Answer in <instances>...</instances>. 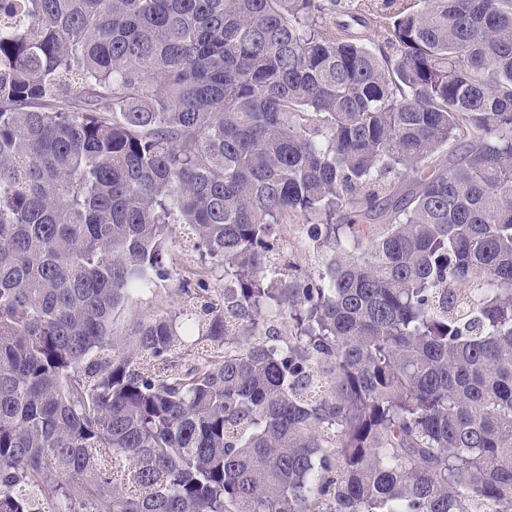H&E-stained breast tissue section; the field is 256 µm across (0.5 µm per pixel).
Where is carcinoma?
I'll use <instances>...</instances> for the list:
<instances>
[{"instance_id": "cac0c4a2", "label": "carcinoma", "mask_w": 512, "mask_h": 512, "mask_svg": "<svg viewBox=\"0 0 512 512\" xmlns=\"http://www.w3.org/2000/svg\"><path fill=\"white\" fill-rule=\"evenodd\" d=\"M339 6L0 0V512H512V0ZM341 11H331L324 16L323 22L331 31H336V22L345 21L351 24L352 30L359 32L365 39L376 44L385 45L386 13L385 0H341ZM359 18L357 22L353 17ZM178 302V298L171 296L167 289L160 287L156 288L153 293L138 298L131 304V310L136 315L145 317L160 309H176Z\"/></svg>"}]
</instances>
